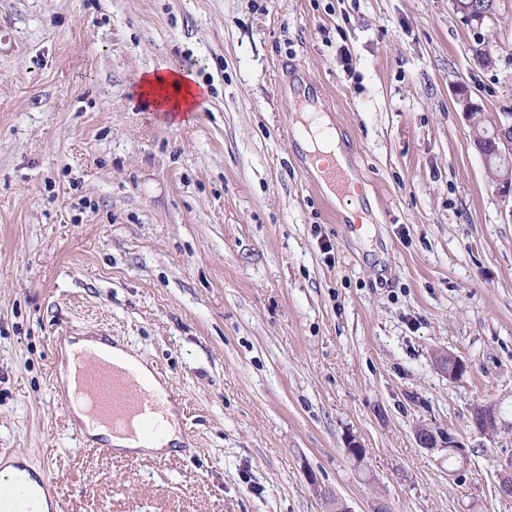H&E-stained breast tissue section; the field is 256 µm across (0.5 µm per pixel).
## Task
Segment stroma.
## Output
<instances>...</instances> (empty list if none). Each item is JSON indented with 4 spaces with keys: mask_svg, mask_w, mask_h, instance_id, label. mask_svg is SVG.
Wrapping results in <instances>:
<instances>
[{
    "mask_svg": "<svg viewBox=\"0 0 512 512\" xmlns=\"http://www.w3.org/2000/svg\"><path fill=\"white\" fill-rule=\"evenodd\" d=\"M0 32V454L48 460L57 512H512V435L471 421L512 420V215L455 103H512V0L478 29L452 0H0ZM152 66L209 108L161 121L131 92ZM311 84L362 229L291 142ZM64 321L162 372L195 457L78 445ZM490 407V413L479 414L481 408ZM499 407L493 402L476 403L472 408V422L475 430L481 435L512 432V423L501 416ZM481 428L484 432L479 431ZM415 439L422 448H448L449 452L460 455L462 463L466 460L464 450L462 449L467 448L466 444L453 434L448 433L447 436H437L430 427L421 426L415 432Z\"/></svg>",
    "mask_w": 512,
    "mask_h": 512,
    "instance_id": "35a3bbf8",
    "label": "stroma"
}]
</instances>
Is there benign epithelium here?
I'll use <instances>...</instances> for the list:
<instances>
[{
    "mask_svg": "<svg viewBox=\"0 0 512 512\" xmlns=\"http://www.w3.org/2000/svg\"><path fill=\"white\" fill-rule=\"evenodd\" d=\"M496 7V0H487L482 7L474 0H453L454 11L461 15L462 21L477 28L494 15ZM455 102L472 129V144L485 164L492 185L504 203L509 205L508 214L512 218V105L502 107L490 120L491 126L480 129L482 105L472 92L464 86L459 87ZM437 364L448 378L462 377V363L457 357L442 355ZM472 422L474 428H480L488 435L512 432V422L501 416L498 405L493 402L475 404ZM415 439L422 448H446L466 459V444L452 434L439 437L431 428L421 426L415 432Z\"/></svg>",
    "mask_w": 512,
    "mask_h": 512,
    "instance_id": "benign-epithelium-1",
    "label": "benign epithelium"
}]
</instances>
